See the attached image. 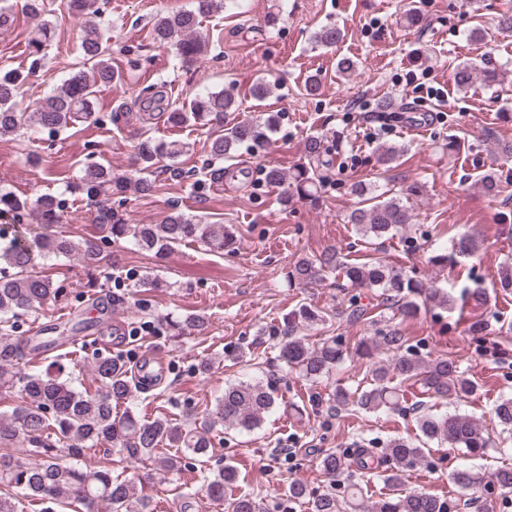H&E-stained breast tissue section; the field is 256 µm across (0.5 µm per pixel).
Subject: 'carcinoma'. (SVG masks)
Returning <instances> with one entry per match:
<instances>
[{
	"mask_svg": "<svg viewBox=\"0 0 512 512\" xmlns=\"http://www.w3.org/2000/svg\"><path fill=\"white\" fill-rule=\"evenodd\" d=\"M95 0H67L72 12L91 16L87 20L77 51L91 63L88 69L76 68L54 90L45 102L30 112L18 111L17 97L28 75L17 70L0 73V138L23 133L54 135L77 123L94 119L93 96L95 89L111 87L124 80L121 70L112 66V56L103 42L97 23L92 17L98 14ZM223 7L221 0H196L192 9L180 10L159 16L152 26L153 39L174 48L182 60L202 58L208 41L199 32L200 20L207 14ZM344 37L341 29L328 24L314 33L312 40L320 46L332 47ZM481 78L495 81V73L473 63L457 66L453 80L458 90L470 88ZM239 111L233 87L208 92L189 102L170 104L167 122L183 126L208 118L221 120L228 112ZM273 130V117L262 123L244 119L213 136L209 142V154L213 160L209 181L224 179V160L238 156L242 146L261 149L268 142ZM187 146L171 142L163 146L146 138L137 145V156L144 176L135 182V188L147 195L156 191L155 181L147 177L157 157L163 153L177 158L186 152ZM307 163L286 175L277 167L267 169L266 179L277 186H285L284 198L297 195L315 199L325 179L320 168L328 166L323 160L321 140L311 137L306 144ZM82 190L90 199L123 191L127 180L112 174V168L92 163L81 178ZM476 182L485 192L497 195L504 185L495 171L479 175ZM358 195L369 206L354 209L349 216L358 241L370 244L374 240L390 239L412 223V214L403 199L389 191L378 192L371 186L358 190ZM28 209V201L5 191H0V217L14 222L12 236L0 244V384L21 383L23 402L8 413L0 414V446L22 448L27 459L0 454V512H24V505L12 490L23 491V497L31 502H49L72 512H153L151 499L136 488L135 482L116 474L111 468L101 466L88 469L80 465L85 454L99 446L133 460H152L155 469L164 473H177L182 468V456L190 454L203 461L212 446L211 434L220 426L224 431L252 432L258 429L277 406L274 387L259 379L241 380L228 385L224 395L216 400L210 410V426H194L195 414L185 413L177 422L164 414L153 419H142L134 411H116L117 405L131 401L134 381L123 358L112 355L98 357L93 365V380L97 383L92 393L77 391L71 383L50 374L24 373L14 377L11 368L21 350L10 332L23 315L56 303L64 289L51 278L33 270L34 259H76L89 267L97 266L101 248L90 239L74 241L56 230L66 211L64 200L45 194L36 201L37 218L43 231L32 235L27 232L22 219ZM97 223L110 236L127 238L141 250L157 253L170 250L188 240L199 242L213 252L224 250L229 233L222 224H205L202 218L188 215L174 208L160 224H125L115 218L112 209L103 208L95 217ZM450 254L435 255L434 263H446L448 257L470 256L478 249L477 240L462 233L450 240ZM342 274L343 280L353 288L381 289V304L396 310L403 318L416 317L421 308L433 304L448 310L454 309V300L438 288H429L415 279L404 268L378 257L351 261L334 250L319 255L306 256L297 261L290 278L307 284L326 279L333 272ZM323 321L318 311L302 305L286 320L282 339L277 349V360L290 368H297L308 379L317 381L336 367L342 359V351L336 342L310 345L295 336L298 324L314 325ZM207 316L190 313L178 319L166 320L168 333L174 338L201 330ZM380 350L391 353L387 364H379L372 370L371 387L351 392L338 386L332 394L336 406L354 401L366 413L397 411L405 401V384H420L422 392L435 399H451L469 396L476 391L475 383L459 371L455 359L439 356L426 361L406 346V339L399 331L392 330L379 342L362 341L359 355L367 360ZM495 416L505 428L512 430V397L502 399L495 407ZM421 434L416 444L404 438L391 440L383 450L382 460L375 462L374 452L364 449L356 465L362 475H377L383 469L385 482L397 487L403 484L404 468L412 466L424 454L420 445L435 441L450 448H464L476 455L489 447L490 439L472 417L457 413L438 414L422 412L416 418ZM175 448L170 454L158 451L163 444ZM325 474L335 477L347 467L346 458L328 453L320 461ZM491 481L501 490L512 492V468L501 467L490 474ZM485 476L467 468L453 474L454 482L464 490L480 486ZM240 481L237 467L226 464L208 479V491L212 500H227L229 512H259V503L250 494L226 496L227 490ZM346 500L339 505L332 492L313 493L300 481L288 485V497L307 500L311 512H339L343 506L348 512H363L364 490L359 482L346 486ZM448 505L434 494L424 491L402 490L390 493L374 502L371 512H447Z\"/></svg>",
	"mask_w": 512,
	"mask_h": 512,
	"instance_id": "obj_1",
	"label": "carcinoma"
}]
</instances>
